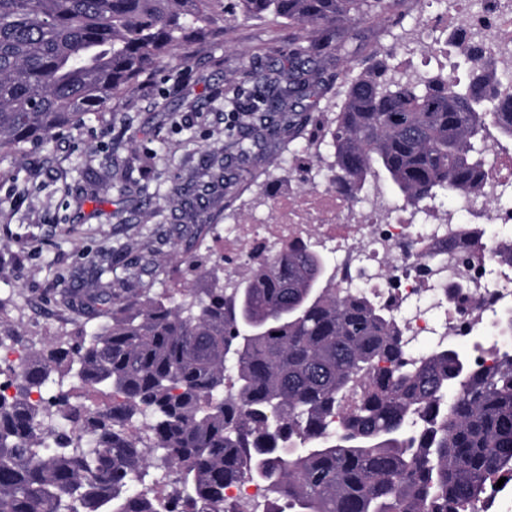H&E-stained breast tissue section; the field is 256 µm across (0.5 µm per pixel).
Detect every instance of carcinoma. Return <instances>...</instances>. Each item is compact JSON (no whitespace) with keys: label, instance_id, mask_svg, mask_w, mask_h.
Masks as SVG:
<instances>
[{"label":"carcinoma","instance_id":"obj_1","mask_svg":"<svg viewBox=\"0 0 512 512\" xmlns=\"http://www.w3.org/2000/svg\"><path fill=\"white\" fill-rule=\"evenodd\" d=\"M401 2L0 0V154L81 125L219 23L250 20L300 36L287 82L246 70L253 123L238 154L291 141L319 108L321 75L302 63L354 54L343 24ZM509 86L512 70L489 59L466 83L385 64L348 79L336 183L353 198L372 180L407 202L472 195L490 129L512 140ZM194 267L204 287L177 289L175 304L149 284L129 296L102 260L84 294L98 330L0 365V512H226L224 487L241 481L266 487V512H473L512 476V309L485 368L443 343L413 354L393 310L336 287L317 250L261 257L231 288L224 266ZM59 366L106 400L48 392ZM158 461L176 474L163 494Z\"/></svg>","mask_w":512,"mask_h":512}]
</instances>
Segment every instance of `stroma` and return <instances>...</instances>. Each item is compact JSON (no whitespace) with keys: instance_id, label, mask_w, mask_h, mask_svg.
I'll use <instances>...</instances> for the list:
<instances>
[{"instance_id":"stroma-1","label":"stroma","mask_w":512,"mask_h":512,"mask_svg":"<svg viewBox=\"0 0 512 512\" xmlns=\"http://www.w3.org/2000/svg\"><path fill=\"white\" fill-rule=\"evenodd\" d=\"M447 13L443 0H412L405 14L347 23L354 55L336 51L319 61L323 111L339 110L342 75L358 74L383 47L394 50L393 70L429 55L445 36L426 23ZM297 35L285 24H237L190 47L187 62L140 76L132 94L104 115L89 114L82 126L61 129L23 155H0V299L16 330L0 343V357L47 349L64 332H95L98 320L79 314L73 302L104 254L116 263L114 278L131 288L145 282L159 292L189 278L187 258L214 251L224 231L229 195L212 181L209 156L222 157L226 176L240 187L257 176L271 184L286 176L303 139H273L242 159L235 136L251 124L242 64L277 66V48ZM203 184L209 204L190 216L184 200ZM192 220L207 233L195 240L173 234V225ZM140 254L153 263L140 279L128 278L124 264Z\"/></svg>"}]
</instances>
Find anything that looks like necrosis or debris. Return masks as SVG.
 Returning <instances> with one entry per match:
<instances>
[{
    "instance_id": "obj_1",
    "label": "necrosis or debris",
    "mask_w": 512,
    "mask_h": 512,
    "mask_svg": "<svg viewBox=\"0 0 512 512\" xmlns=\"http://www.w3.org/2000/svg\"><path fill=\"white\" fill-rule=\"evenodd\" d=\"M445 21L448 32L465 28L471 46L470 67L492 56L497 68H512V0H455ZM488 164L476 192L481 207L436 211L428 203L408 204L381 189L350 198L335 183L330 165L320 164L312 151L296 155L297 172L310 175L303 190L283 189L272 198L253 193L254 217L224 227V279L235 280L254 257L297 244H311L336 259V283L362 287L364 293L394 311L408 310L400 326L414 341L440 334L464 339L492 319L495 310L512 306V265L498 258L500 241L490 225L511 224L512 209L499 208L512 188V152L497 143L486 145ZM270 207L272 221L256 215ZM466 260H457V252ZM496 274H489V267ZM462 295H449L452 286ZM443 314L434 326V314Z\"/></svg>"
}]
</instances>
